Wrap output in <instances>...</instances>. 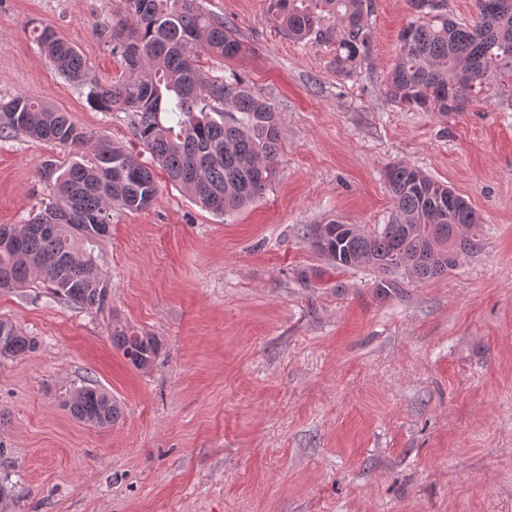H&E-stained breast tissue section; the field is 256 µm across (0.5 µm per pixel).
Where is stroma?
<instances>
[{
	"label": "stroma",
	"mask_w": 512,
	"mask_h": 512,
	"mask_svg": "<svg viewBox=\"0 0 512 512\" xmlns=\"http://www.w3.org/2000/svg\"><path fill=\"white\" fill-rule=\"evenodd\" d=\"M198 2L245 47L201 54V72L236 74L279 115L276 178L219 218L157 171L151 208L112 211L102 308L38 281L0 292V319L39 343L0 359L5 512H512V72H487L459 111L411 110L385 86L407 0H374L370 53L346 76L335 46L269 25V0ZM124 15V0H0V98L38 99L149 161L134 114L89 100L34 40L51 27L108 85L123 67L99 26ZM69 158L0 138V225L38 210L42 163ZM397 161L471 203L481 249L386 296L367 269L301 287L299 270L327 265L306 227L389 223ZM116 323L156 336L151 368L112 347ZM84 385L121 404L111 427L70 415Z\"/></svg>",
	"instance_id": "obj_1"
}]
</instances>
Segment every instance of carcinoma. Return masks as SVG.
<instances>
[{"instance_id": "cac0c4a2", "label": "carcinoma", "mask_w": 512, "mask_h": 512, "mask_svg": "<svg viewBox=\"0 0 512 512\" xmlns=\"http://www.w3.org/2000/svg\"><path fill=\"white\" fill-rule=\"evenodd\" d=\"M126 15L103 32L124 76L104 87L88 76L81 54L49 28L36 33L47 62L65 79L88 89L89 99L107 111L134 112L136 136L170 184L216 216L244 209L276 176L280 126L270 103L252 94L241 79L206 77L196 66L200 53L222 60L241 52L224 19L206 13L197 0H125ZM492 0H474L470 23L448 17L443 4L408 0L413 20L400 34V53L387 77L398 103L425 111L456 112L478 79L512 67V8L495 12ZM372 0H271L270 20L302 42L336 45V70L349 74L371 48L368 18ZM28 138L68 150L78 158L39 169L51 186L39 211L21 227L0 225L12 243L0 246V291L25 288L36 279L59 303L101 306L110 285L94 256L112 220V207L139 212L154 205L159 186L152 169L127 148L78 126L65 112L23 95L0 99V136ZM97 141L92 156L80 149ZM395 210L391 223L365 232L331 221L306 230L310 247L337 269H370L386 294L399 278L427 281L448 273L455 258L479 246V219L471 205L447 184L406 164L385 173ZM112 347L136 369L151 367L159 354L155 337L115 325ZM37 348L9 320H0V357L15 358ZM77 420L108 427L120 407L94 386L79 388L67 402Z\"/></svg>"}]
</instances>
